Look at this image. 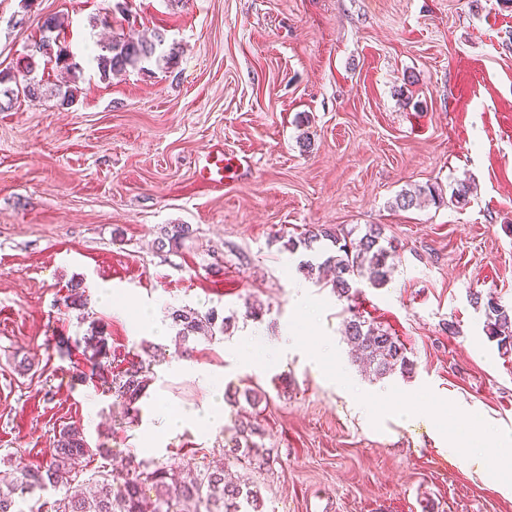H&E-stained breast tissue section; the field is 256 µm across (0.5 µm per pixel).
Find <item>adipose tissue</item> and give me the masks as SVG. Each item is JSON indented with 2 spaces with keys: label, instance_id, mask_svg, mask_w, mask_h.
<instances>
[{
  "label": "adipose tissue",
  "instance_id": "1",
  "mask_svg": "<svg viewBox=\"0 0 512 512\" xmlns=\"http://www.w3.org/2000/svg\"><path fill=\"white\" fill-rule=\"evenodd\" d=\"M168 375H187L196 379L205 391L203 400L189 408H168L154 401H146V418L141 425V449L150 453L164 447L168 438L192 430L200 433L217 431L224 423V389L221 372L210 367L183 363L172 364Z\"/></svg>",
  "mask_w": 512,
  "mask_h": 512
}]
</instances>
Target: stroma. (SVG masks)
Instances as JSON below:
<instances>
[{"mask_svg": "<svg viewBox=\"0 0 512 512\" xmlns=\"http://www.w3.org/2000/svg\"><path fill=\"white\" fill-rule=\"evenodd\" d=\"M103 6L0 0V71L51 14L82 54ZM122 27L162 33L176 63L108 81L84 69L69 105H0V477L45 464L71 424L97 453L69 488L142 460L138 425L90 371L85 342L100 336L112 373L148 363L146 395L167 405L205 395L165 377L171 363L223 369L239 395L223 427L185 431L154 460L248 478L261 512H512L500 482L512 470V352L488 339L469 297L512 305V0H131ZM215 145L244 159L220 192L196 181ZM461 181L472 192L457 204ZM428 186L440 202L395 207ZM170 224L193 230L181 247L162 243ZM322 224H379L396 246L388 282L353 306L405 344L411 374L365 376L343 302L299 271L305 250L284 249ZM105 285L125 315L102 301ZM75 291L83 308L69 306ZM181 307L235 322L184 342L170 317ZM240 346L259 367L225 355ZM316 355L335 359V376ZM239 416L276 449L270 470L227 462ZM439 429L481 465L437 449Z\"/></svg>", "mask_w": 512, "mask_h": 512, "instance_id": "obj_1", "label": "stroma"}]
</instances>
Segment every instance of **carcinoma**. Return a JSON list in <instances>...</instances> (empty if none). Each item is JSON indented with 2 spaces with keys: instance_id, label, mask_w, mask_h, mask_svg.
<instances>
[{
  "instance_id": "1",
  "label": "carcinoma",
  "mask_w": 512,
  "mask_h": 512,
  "mask_svg": "<svg viewBox=\"0 0 512 512\" xmlns=\"http://www.w3.org/2000/svg\"><path fill=\"white\" fill-rule=\"evenodd\" d=\"M63 24L56 15L42 20L39 50L26 54L16 72L0 71V96L11 101L21 94L28 98L50 94L61 97L63 104L72 101L73 90L50 86L37 75L40 62L47 61L66 70L73 79L80 78L81 63L57 41ZM163 43L159 33L152 40L114 36L97 43L98 50L92 61L96 63L100 78L107 80L114 73L151 60ZM426 196L437 201L431 189L404 190L396 196L395 206L403 210L415 208ZM316 243L319 244L317 255L323 257L322 265L332 275L327 285L340 301L352 302L361 293L358 284L364 281L373 288L385 285L393 269L389 259L393 257L394 246L384 243L380 224L366 226L364 234L356 239L349 238V233L342 228L310 227L298 237L288 238L286 249L293 253L302 246L312 251ZM471 300L485 311L488 338L497 341L498 347L512 350V308L480 291L473 293ZM172 319L181 327V338L186 341L195 334L211 330L217 316L213 311L202 315L189 308L174 310ZM343 326L344 337L358 352V360L368 376L376 380L412 372L413 361L407 355V348L387 330L355 313L343 320ZM147 386L146 370L140 362L113 381L112 390L122 400L132 422L139 417L136 404ZM234 430L232 446L227 450L228 459L244 461L260 471L269 468L275 460L274 449L266 447L259 425L241 422ZM92 452L80 427L73 425L63 429L54 440L49 463L37 468L21 466L12 481L0 486V512H15L19 496L63 483L66 475ZM147 486L153 489L154 495L146 494ZM189 501L204 506L206 512H248L250 508L258 512L260 508L258 491L226 481L222 469L194 472L172 464L137 463L130 459L103 479L88 483L85 491L56 499L52 512H180L181 504Z\"/></svg>"
}]
</instances>
